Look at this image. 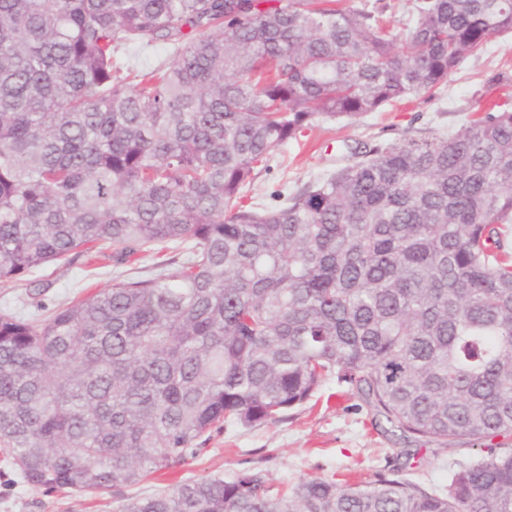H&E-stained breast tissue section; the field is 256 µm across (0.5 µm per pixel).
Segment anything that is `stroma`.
<instances>
[{"mask_svg":"<svg viewBox=\"0 0 512 512\" xmlns=\"http://www.w3.org/2000/svg\"><path fill=\"white\" fill-rule=\"evenodd\" d=\"M508 92L512 93V33L492 36L484 53L467 59L449 74L447 83L430 93L355 122L316 125L304 137L289 141L273 154L268 168L255 171L248 200L277 205L279 193L344 165L351 148L398 142L432 131L453 132ZM173 254V249L164 248L118 262L111 250L92 244L71 261L44 265L22 282H0V311L8 308L32 315L37 295L52 308L109 287L118 275L148 277L158 261ZM338 390L336 380L328 379L309 401L290 410L286 421L252 429H212L196 457L139 484L94 494L48 493L31 486L0 452V512H122L132 499L180 482L213 475L228 478L253 468L265 470L277 486L293 487L313 476L368 477L395 465L407 481L440 488L447 485L456 464L477 462L486 453L485 447L467 440L444 447L383 431L376 428L358 396H342Z\"/></svg>","mask_w":512,"mask_h":512,"instance_id":"stroma-1","label":"stroma"}]
</instances>
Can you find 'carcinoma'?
<instances>
[{"label": "carcinoma", "mask_w": 512, "mask_h": 512, "mask_svg": "<svg viewBox=\"0 0 512 512\" xmlns=\"http://www.w3.org/2000/svg\"><path fill=\"white\" fill-rule=\"evenodd\" d=\"M389 8L0 0V282L92 243L186 255L42 319L0 313V448L27 483L136 484L334 376L402 435L487 455L439 493L393 471L287 492L251 470L125 512H512V97L246 204L315 123L426 93L512 31V0H412L401 39ZM158 44L168 66L124 70Z\"/></svg>", "instance_id": "1"}]
</instances>
